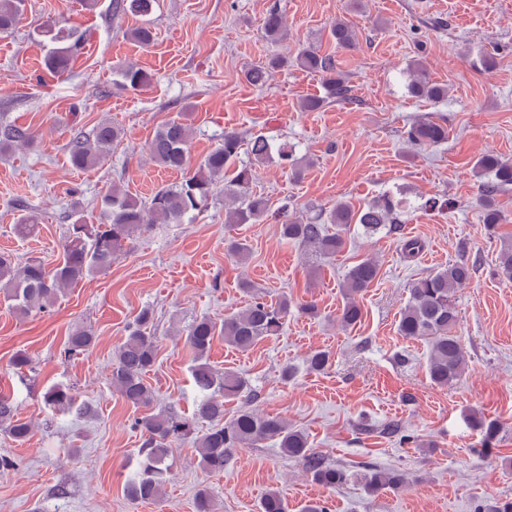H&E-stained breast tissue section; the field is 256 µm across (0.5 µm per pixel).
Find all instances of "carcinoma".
Wrapping results in <instances>:
<instances>
[{
	"label": "carcinoma",
	"instance_id": "cac0c4a2",
	"mask_svg": "<svg viewBox=\"0 0 512 512\" xmlns=\"http://www.w3.org/2000/svg\"><path fill=\"white\" fill-rule=\"evenodd\" d=\"M155 0H112L116 15L130 12L147 16ZM26 8V0H0V33H7L19 22ZM263 32L267 39L283 42L288 32L285 19L277 9L264 18ZM336 46L351 50L356 47L357 35L343 19L336 20L329 29ZM42 36L55 47L45 58L48 70L62 74L86 40L84 31L73 26H62L54 20L42 24ZM293 63L305 71L317 73L323 80L324 95L307 98L303 110L312 112L331 101L345 100L350 89L336 68L331 54H321L315 48H304L293 58ZM288 66V57L275 56L265 62L244 69L245 80L256 87L266 85L275 71ZM121 84L137 89L147 85L151 75L133 63L115 67ZM408 94L417 99L438 103L448 97V89L434 81L420 68L410 70ZM193 128L182 120L162 124L146 145L149 159L156 166L181 174L180 180L159 187L152 196L141 200L116 185L101 199V217L97 224H89L81 208L73 205L62 254L53 267L39 260L21 262L12 255L0 254V292L11 307L25 315L44 312L71 286L93 274L105 272L112 261L126 251L134 233L151 224H179L189 214H198L208 207L223 186L225 223L256 224L271 214L269 199L252 190L257 168L277 162L283 168L301 172L304 164L288 149V143L276 144L257 135L246 139L235 131H226L212 150L197 164H192L189 144ZM122 136L119 127L102 121L86 132L72 130L68 143L70 161L75 168H89L99 164L110 153L112 145ZM36 134L30 128L11 123L0 124V150L31 146ZM448 140V127L429 116L416 120L407 130V142L415 147L435 146ZM250 155V161L239 164L241 152ZM475 168L489 174L481 187L480 203L484 214V228L494 230L504 217L496 208L495 198L501 188L512 185V161L487 154L478 158ZM403 201L386 194L358 209L346 201H339L325 217L304 221L279 213L280 236L321 258H332L346 246V235L357 225L364 233L374 235L380 230L399 229ZM39 223L34 214L20 217L14 233L21 239L31 237ZM336 231H330V226ZM227 252L237 263L248 261L250 249L239 240L227 243ZM498 275L512 281V239L503 241L498 254ZM380 267L374 258H366L352 266L345 275L341 288L344 303L340 321L352 326L361 321L362 309L358 296L362 295L379 276ZM472 276V266L466 261L441 267L416 279L408 288V299L402 308L398 334L407 339L423 340L428 344V377L434 385L446 387L458 381L467 367V355L458 336L456 292ZM292 302L284 296L276 302L255 299L244 309L227 315L220 322L210 318L192 321L185 332V342L192 350L191 369L195 387L200 393L191 415L184 417L165 409H153L154 394L145 379L157 358V337L152 330V311L140 310L129 325V334L119 345L111 367L110 382L132 406L146 410L137 421L144 435L140 449L139 470L125 486L126 495L134 500L151 502L159 498L167 481L171 442L175 439L195 438L200 466L208 473H222L238 448L254 446L264 441L277 445L284 455L298 461L311 479L327 489L346 484L353 477L350 470L328 463L324 456L310 447L307 436L288 427L279 417L264 415L251 407L256 395L248 380L239 373L219 370L210 363L209 352L214 340L238 351L252 349L258 342L281 333ZM95 344L94 333L76 328L68 336L63 357L71 358L90 350ZM330 364L327 352L317 350L307 359L311 372H321ZM45 403L54 408L74 410L87 414L91 407L81 401L70 389L56 386L44 394ZM244 402L229 420L224 419V401ZM469 424L491 443L500 432V423L478 412L469 415ZM0 431L13 441L25 442L32 425L17 417L12 396L0 392ZM364 489L369 493L381 490H399L408 482L407 473L400 469L367 468L359 473ZM195 512H215L214 500L208 488L195 494ZM260 512H288V502L275 490L261 500Z\"/></svg>",
	"mask_w": 512,
	"mask_h": 512
}]
</instances>
